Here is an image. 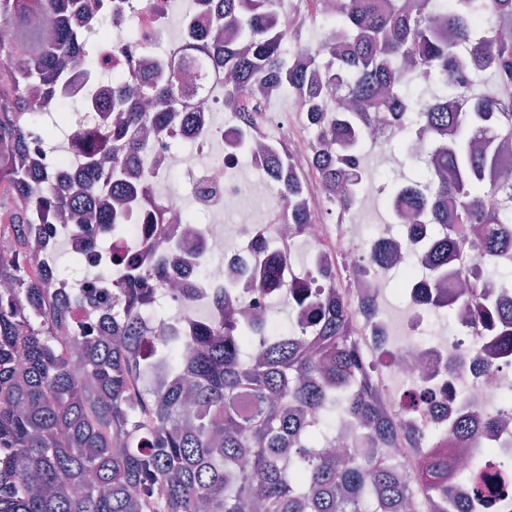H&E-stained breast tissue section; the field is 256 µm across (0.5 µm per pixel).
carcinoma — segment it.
<instances>
[{
	"label": "carcinoma",
	"instance_id": "carcinoma-1",
	"mask_svg": "<svg viewBox=\"0 0 512 512\" xmlns=\"http://www.w3.org/2000/svg\"><path fill=\"white\" fill-rule=\"evenodd\" d=\"M336 25V41L311 48L280 28L276 0H221L216 37L224 38V107L240 114L241 144L251 133L239 89L277 84L298 99L321 124L327 88L336 92V148L322 150L316 163L336 188L337 207L356 202L359 178L347 169L364 155L376 115L402 118L408 138L425 137L431 153L421 177L397 192L428 223L435 244L422 251L438 290L468 235L480 234L487 267H512V206H491L501 190L512 197V173L492 186L487 172L500 168L512 142V106L492 91L470 97V80L489 76L512 85V0H336L325 15ZM110 13L103 0H0L10 38L0 39V184L13 190L0 199L12 223L15 253L0 257V512H400L418 486L452 512H483L494 489L485 477L486 459L466 468L474 497L453 499L454 449L433 446L423 465L411 470L384 460L377 449L391 443L394 428L371 389L349 320L356 307L332 297L319 309L288 299L304 324L293 336L268 333L255 359L248 331L229 295L224 322L201 327L189 354L179 352L163 322L145 326L136 306L147 296L138 256L119 258L112 277V302L85 308V317H104L98 335L72 334L75 309L41 288L34 259L25 252L24 229L52 218L70 220L73 232L96 226L120 237L126 201L146 206L152 191H136L123 180L126 161L146 151L142 130L153 120L164 130L166 111L127 107L132 93L170 108L185 103L181 75H162L158 85L119 90L112 111L121 122L110 129H74L68 144L85 158L78 174L49 184L24 163L28 132L42 116L29 108L28 89L46 97L65 81L75 63V10ZM452 27L458 45L448 44ZM250 43L241 56L238 43ZM306 54L323 78L299 69ZM422 77L437 92L416 107L406 88ZM453 194L454 211L441 205ZM256 283L288 292L281 266L257 264ZM468 287L446 297L480 324L492 349L512 354V307L494 293L478 271ZM172 360L174 377L161 388L145 385L143 350ZM353 419L361 428L359 452L327 451L330 428Z\"/></svg>",
	"mask_w": 512,
	"mask_h": 512
}]
</instances>
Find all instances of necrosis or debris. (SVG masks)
Returning a JSON list of instances; mask_svg holds the SVG:
<instances>
[{
    "mask_svg": "<svg viewBox=\"0 0 512 512\" xmlns=\"http://www.w3.org/2000/svg\"><path fill=\"white\" fill-rule=\"evenodd\" d=\"M217 13L214 0H125L122 16L105 22L88 15L75 21L83 34L82 52L69 77L59 87L61 100L78 98L84 105L71 113L72 124L94 126L110 120L113 82L88 84L85 71L122 74L128 80L152 83L159 72L182 66L179 50L207 41ZM222 67L218 53L197 66L184 68L191 96L186 107L166 115L165 132H151V148L126 166L125 181L139 187L171 182L173 191L155 193L164 207L181 211L191 204L206 223L167 222L160 240L165 251L178 253L182 263L166 268L163 258L148 262L147 271L160 285L148 307L165 301L176 316L169 326L190 331L214 325L224 318V308L215 296L224 289L238 292L242 311L273 321L277 318L276 293L257 287L253 271L261 256L275 253L288 266V283L299 292H317L321 285L311 274L319 269L332 272L335 292L344 299H367L370 315L354 313L350 327L370 380L387 416L396 422L398 435L389 455L416 465L426 448L416 447L413 431L447 437L456 423L503 416L505 429H478L458 441L457 466L466 468L471 458L490 462L512 460V399L507 384L512 381V358H491L485 336L474 325L457 321L453 332H428L432 318L443 308L404 289V300L396 319L384 313L387 271L374 260L376 248L397 251L413 258L428 246L433 235L424 216L405 209L390 197V223L369 234L360 214L364 201L380 197L382 189L372 173L361 179L365 190L360 204L338 209L312 165L313 134L301 126L292 141V174L302 185L307 222L291 224L283 219L288 200L276 190L269 176L267 153L277 146L282 116L270 108L273 89H253L248 98L255 112L252 149H242L240 126L235 115L224 112V86L211 77ZM27 159L44 175H57L62 166H73L66 151L50 147L42 128H34ZM248 157L262 176L261 191L241 181L236 170L240 157ZM97 231L65 235L57 243L33 229L27 247L42 269L44 286L59 299L74 294L92 296L104 304L112 288L102 279H87L73 286L61 273L55 254L59 244L80 255L85 262L103 256ZM192 287L191 298L170 290L168 281Z\"/></svg>",
    "mask_w": 512,
    "mask_h": 512,
    "instance_id": "obj_1",
    "label": "necrosis or debris"
}]
</instances>
